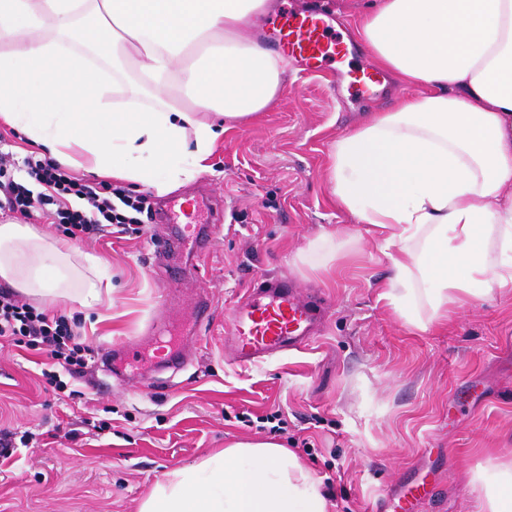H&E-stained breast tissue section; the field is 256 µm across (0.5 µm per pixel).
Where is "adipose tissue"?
<instances>
[{
	"instance_id": "1",
	"label": "adipose tissue",
	"mask_w": 512,
	"mask_h": 512,
	"mask_svg": "<svg viewBox=\"0 0 512 512\" xmlns=\"http://www.w3.org/2000/svg\"><path fill=\"white\" fill-rule=\"evenodd\" d=\"M270 0H0V120L65 167L163 194L230 126L274 107L287 59L244 26ZM358 37L407 93L336 137L338 206L377 228L382 297L419 330L512 288V0H372ZM0 279L91 308L98 259L0 223ZM479 512H512V462L476 469ZM139 512H327L319 481L271 441L167 471Z\"/></svg>"
}]
</instances>
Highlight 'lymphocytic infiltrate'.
I'll use <instances>...</instances> for the list:
<instances>
[{
  "label": "lymphocytic infiltrate",
  "mask_w": 512,
  "mask_h": 512,
  "mask_svg": "<svg viewBox=\"0 0 512 512\" xmlns=\"http://www.w3.org/2000/svg\"><path fill=\"white\" fill-rule=\"evenodd\" d=\"M14 164L10 153L0 152V210L29 219L48 221L66 237L93 241L114 231H129L140 214L151 206L143 197H132L109 184L93 186L72 177L49 158L35 155L24 160L27 182L8 179ZM41 193H33L29 182ZM0 339L40 347L64 371L75 375L86 363L87 347L66 316L54 315L21 299L9 286L0 284Z\"/></svg>",
  "instance_id": "lymphocytic-infiltrate-1"
}]
</instances>
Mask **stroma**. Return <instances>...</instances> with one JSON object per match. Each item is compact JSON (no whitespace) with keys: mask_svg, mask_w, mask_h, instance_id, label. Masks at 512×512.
<instances>
[{"mask_svg":"<svg viewBox=\"0 0 512 512\" xmlns=\"http://www.w3.org/2000/svg\"><path fill=\"white\" fill-rule=\"evenodd\" d=\"M364 2L276 0L339 20L351 61L306 75L289 69L278 104L227 131L206 172L168 193L149 191L155 206L201 193L223 199L224 222L198 274L168 285L153 245L168 227L152 220L141 233L80 244L112 289L93 309L47 307L78 322L89 348L68 392L46 386L52 365L42 350L0 341V428L40 438L0 457V512H138L168 470L247 439L283 443L317 479L334 478L327 512H372L417 481L437 487L417 512H477L470 471L512 460V290L424 331L381 299L390 274L383 242L336 205L327 176L336 136L404 93L385 74L365 96L338 77L367 60L356 38ZM328 232L338 244L330 261L310 250ZM279 274L323 293L319 334L259 365L228 364L230 311ZM202 293L216 312L194 334L186 324ZM162 323L178 330L181 370L153 369ZM129 337L141 339L145 365L105 371L104 350ZM277 410L286 430L258 426Z\"/></svg>","mask_w":512,"mask_h":512,"instance_id":"1","label":"stroma"}]
</instances>
